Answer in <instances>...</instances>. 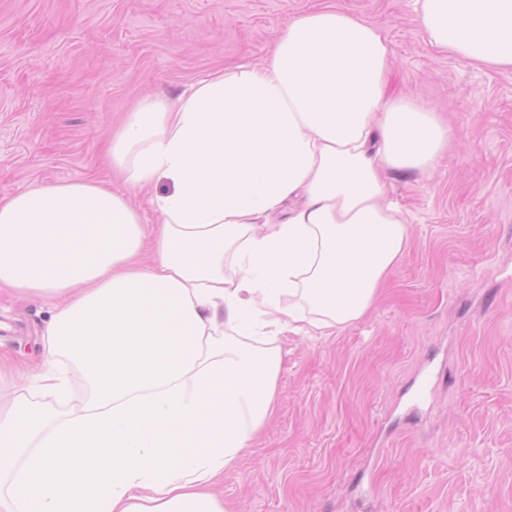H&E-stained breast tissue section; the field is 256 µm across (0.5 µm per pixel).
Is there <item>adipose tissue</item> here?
<instances>
[{
  "mask_svg": "<svg viewBox=\"0 0 512 512\" xmlns=\"http://www.w3.org/2000/svg\"><path fill=\"white\" fill-rule=\"evenodd\" d=\"M434 49L512 70V0H416ZM381 28L334 0L268 57L139 100L111 165L154 195L82 180L0 198V284L56 306L41 389L66 357L90 389L59 418L24 387L0 420V512H224L213 492L274 412L277 341L329 336L374 306L410 243L385 174L454 136L388 92Z\"/></svg>",
  "mask_w": 512,
  "mask_h": 512,
  "instance_id": "ef3b65f1",
  "label": "adipose tissue"
}]
</instances>
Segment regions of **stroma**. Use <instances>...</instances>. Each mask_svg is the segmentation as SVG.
Returning <instances> with one entry per match:
<instances>
[{"instance_id":"obj_1","label":"stroma","mask_w":512,"mask_h":512,"mask_svg":"<svg viewBox=\"0 0 512 512\" xmlns=\"http://www.w3.org/2000/svg\"><path fill=\"white\" fill-rule=\"evenodd\" d=\"M316 0H0V196L107 176L145 94L254 65ZM378 24L391 90L457 138L391 171L410 246L372 311L278 344L276 410L225 471L226 512H512V72L437 52L414 0H334ZM51 301L0 285V357L36 388Z\"/></svg>"}]
</instances>
